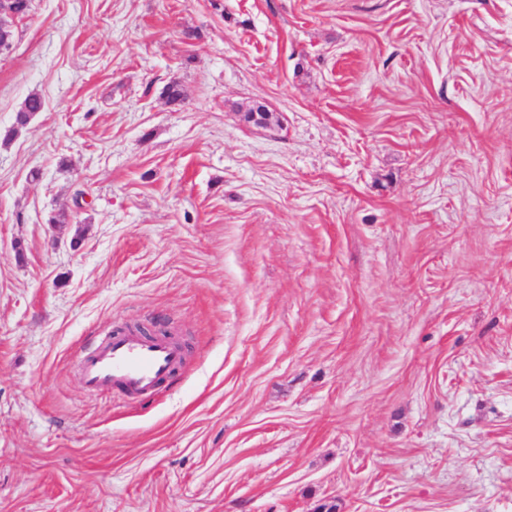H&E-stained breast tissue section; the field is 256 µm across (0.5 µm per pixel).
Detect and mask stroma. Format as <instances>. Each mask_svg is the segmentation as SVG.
I'll return each mask as SVG.
<instances>
[{"label":"stroma","instance_id":"1","mask_svg":"<svg viewBox=\"0 0 512 512\" xmlns=\"http://www.w3.org/2000/svg\"><path fill=\"white\" fill-rule=\"evenodd\" d=\"M14 31L0 130L45 109L0 141V512H512V0ZM124 325L187 344L151 400L82 384ZM45 108V101L43 97L37 93H32L28 95L24 101L22 102L20 109L18 110L16 114V125L18 126H24L26 123V119L28 116H33L38 112H42ZM14 125L6 130L3 140L5 142L11 141L13 138L17 136L19 133V130Z\"/></svg>","mask_w":512,"mask_h":512}]
</instances>
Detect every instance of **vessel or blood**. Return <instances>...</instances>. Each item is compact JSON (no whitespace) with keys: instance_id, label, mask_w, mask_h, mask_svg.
I'll return each mask as SVG.
<instances>
[{"instance_id":"obj_1","label":"vessel or blood","mask_w":512,"mask_h":512,"mask_svg":"<svg viewBox=\"0 0 512 512\" xmlns=\"http://www.w3.org/2000/svg\"><path fill=\"white\" fill-rule=\"evenodd\" d=\"M183 361L177 340L148 339L127 328L104 336L84 354L81 368L87 386L136 399L156 395Z\"/></svg>"}]
</instances>
